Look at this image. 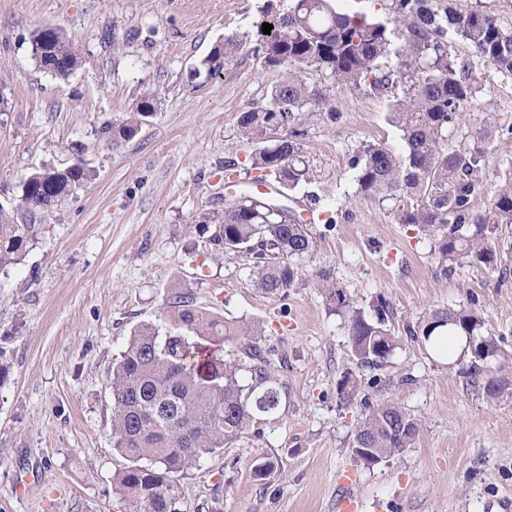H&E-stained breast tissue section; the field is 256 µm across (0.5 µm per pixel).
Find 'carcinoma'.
<instances>
[{"instance_id": "1", "label": "carcinoma", "mask_w": 512, "mask_h": 512, "mask_svg": "<svg viewBox=\"0 0 512 512\" xmlns=\"http://www.w3.org/2000/svg\"><path fill=\"white\" fill-rule=\"evenodd\" d=\"M377 12L347 14L331 0H265L255 24L265 66L282 71L266 103L238 115L240 134L256 145L248 158L253 180L271 178L291 190L308 179L296 129L307 112L326 110L335 116L329 89L341 86L386 100L387 118L401 132L403 147L367 142L355 158L359 192L387 204L397 224H412L431 240L430 252L441 273L448 263L466 261L497 267L498 233L512 224V178L498 185L488 207L474 200L483 188L486 156L493 129L486 118L466 120L474 108L480 78L450 50L462 41L500 73L512 75V28H503L478 4L467 9L457 0H375ZM273 25L271 33L262 24ZM246 37H224L201 66L216 77L245 43ZM44 71L61 80L80 65L72 40L53 28L39 27L31 37ZM312 70L324 85L310 84ZM158 107L151 94L141 96L119 123L101 135L112 144L134 137ZM466 127L463 143L448 147V134ZM83 164L46 168L19 181L17 211L0 206V268L17 264L38 229L63 198L91 180ZM287 209L242 194L225 201L222 211L200 217L199 230L209 234L215 252L246 255L250 274L267 294H287L297 266L311 259L313 238L306 221L291 222ZM326 282L328 298L348 318L355 365L374 368L388 362L399 341L386 322L388 303L373 305V314L350 305L346 293ZM174 330L161 336L149 326L134 332L112 367V437L130 461L117 477L119 491L134 512H177L175 478L202 458L230 446L259 416L279 411L283 383L273 376L258 345L257 326L230 323L198 307L186 293L172 302ZM416 341L439 351L445 336H464L477 352L467 350L470 374L485 394L496 399L512 394V363L475 307L451 306L429 311L409 330ZM241 342L244 357L228 359L224 344ZM342 399L358 394L349 371L339 383ZM352 452L370 467L398 457L421 430L400 398L372 403L364 399Z\"/></svg>"}]
</instances>
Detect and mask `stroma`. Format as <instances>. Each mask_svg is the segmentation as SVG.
<instances>
[{"label": "stroma", "mask_w": 512, "mask_h": 512, "mask_svg": "<svg viewBox=\"0 0 512 512\" xmlns=\"http://www.w3.org/2000/svg\"><path fill=\"white\" fill-rule=\"evenodd\" d=\"M263 2L0 0V205L15 206L20 178L46 167L81 161L96 174L42 223L23 260L0 272V512H132L113 483L129 462L112 442L108 377L141 325L166 333L169 299L184 290L226 321L260 326L286 393L275 420L178 478L180 512H503L512 500V395L488 398L408 333L432 309L475 300L512 356V224L501 229L495 269L464 262L439 275L418 228L358 191L360 145L397 149L401 140L384 99L348 88L332 91L336 117L311 112L299 126L307 182L258 191L236 116L281 79L252 37ZM41 25L79 48L68 80L32 56ZM229 34L248 41L219 77L200 74ZM452 52L482 78L475 111L495 129L475 200L482 210L512 175V78L464 43ZM147 93L159 105L138 134L104 141L100 129ZM228 175L238 192L280 199L301 217L338 213L333 226L311 223L315 260L298 266L287 296L264 293L244 257L213 252L195 229L202 213L223 209ZM322 271L355 306L388 303L400 346L387 364L355 369ZM351 369L359 397L347 402L337 388ZM394 396L421 432L402 455L366 467L351 453L360 400ZM266 457L279 468L256 479Z\"/></svg>", "instance_id": "1"}]
</instances>
